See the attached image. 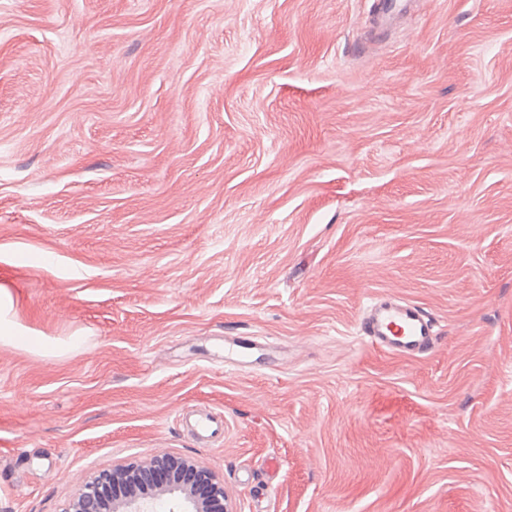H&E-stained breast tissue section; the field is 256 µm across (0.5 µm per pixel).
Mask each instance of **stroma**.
<instances>
[{"label": "stroma", "mask_w": 512, "mask_h": 512, "mask_svg": "<svg viewBox=\"0 0 512 512\" xmlns=\"http://www.w3.org/2000/svg\"><path fill=\"white\" fill-rule=\"evenodd\" d=\"M374 2L0 0V290L84 338L0 343V512L162 453L232 512H512V0ZM359 335L376 350L417 358L433 349L440 333L419 305L381 295L361 316ZM193 418L192 429L202 445L204 440L213 437H224V420L215 418L208 410L203 408L192 409L188 413H182Z\"/></svg>", "instance_id": "1"}]
</instances>
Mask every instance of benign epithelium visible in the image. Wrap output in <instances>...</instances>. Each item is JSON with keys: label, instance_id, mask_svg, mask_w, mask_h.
I'll return each mask as SVG.
<instances>
[{"label": "benign epithelium", "instance_id": "7a95c632", "mask_svg": "<svg viewBox=\"0 0 512 512\" xmlns=\"http://www.w3.org/2000/svg\"><path fill=\"white\" fill-rule=\"evenodd\" d=\"M190 466L192 463L186 459L163 453L144 464L115 467L82 485L70 501L66 512H158V509L163 507L164 497L167 495L181 498L190 508V512H210L208 506L191 492V481L184 477L169 482L154 494L134 493L119 502H105L101 499L103 488L109 481L115 483L135 478L140 483L148 484L156 481L157 473L160 471L170 469L183 474ZM206 477L210 501L221 506L223 512H228V493L224 488V480L212 472L206 473Z\"/></svg>", "mask_w": 512, "mask_h": 512}]
</instances>
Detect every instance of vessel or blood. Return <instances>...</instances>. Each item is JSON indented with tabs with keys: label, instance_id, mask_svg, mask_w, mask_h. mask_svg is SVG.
<instances>
[{
	"label": "vessel or blood",
	"instance_id": "b4317fda",
	"mask_svg": "<svg viewBox=\"0 0 512 512\" xmlns=\"http://www.w3.org/2000/svg\"><path fill=\"white\" fill-rule=\"evenodd\" d=\"M359 334L372 348L397 356L417 358L439 340L433 318L419 305L387 295L376 297L363 313ZM192 429L199 440L223 437L224 422L208 410H190Z\"/></svg>",
	"mask_w": 512,
	"mask_h": 512
}]
</instances>
